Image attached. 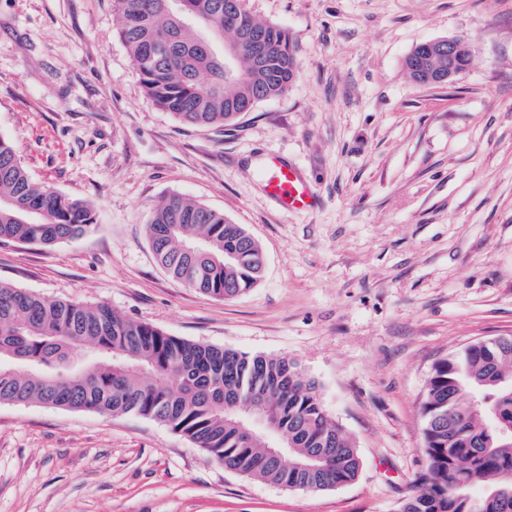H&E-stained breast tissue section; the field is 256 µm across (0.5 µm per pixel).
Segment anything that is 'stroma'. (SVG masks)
<instances>
[{"label": "stroma", "instance_id": "1", "mask_svg": "<svg viewBox=\"0 0 512 512\" xmlns=\"http://www.w3.org/2000/svg\"><path fill=\"white\" fill-rule=\"evenodd\" d=\"M285 28L288 94L233 127L183 125L143 91L113 0H0V137L95 222L45 248L0 242V282L104 304L172 336L296 360L359 451L306 492L224 469L134 415L0 403V512H397L424 467L433 363L512 336V0H245ZM461 37L454 83L421 87L419 42ZM312 182V213L263 191L267 153ZM179 193L246 225L267 268L217 300L171 278L145 225Z\"/></svg>", "mask_w": 512, "mask_h": 512}]
</instances>
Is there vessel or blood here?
<instances>
[{"label": "vessel or blood", "mask_w": 512, "mask_h": 512, "mask_svg": "<svg viewBox=\"0 0 512 512\" xmlns=\"http://www.w3.org/2000/svg\"><path fill=\"white\" fill-rule=\"evenodd\" d=\"M263 189L280 209L308 212L317 205L311 184L296 167L275 154L268 155L262 167Z\"/></svg>", "instance_id": "vessel-or-blood-1"}]
</instances>
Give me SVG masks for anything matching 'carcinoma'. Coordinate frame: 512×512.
Instances as JSON below:
<instances>
[{
  "label": "carcinoma",
  "instance_id": "1",
  "mask_svg": "<svg viewBox=\"0 0 512 512\" xmlns=\"http://www.w3.org/2000/svg\"><path fill=\"white\" fill-rule=\"evenodd\" d=\"M120 38L146 94L194 127L228 126L244 107L288 91L298 71L283 27L244 0H114ZM241 46L239 75L224 74V44ZM420 85L448 57L403 63ZM95 223L84 200L30 177L0 137V240L51 247ZM146 234L172 278L215 299L264 276L260 243L242 224L179 194L151 211ZM137 414L178 432L212 459L261 482L322 491L356 480L362 460L329 418L316 381L286 357L252 355L171 336L104 304L45 298L0 282V403ZM254 411L271 429L247 436ZM425 472L399 512H512V336L474 342L438 360L421 405ZM288 434L281 461L268 448ZM323 463L310 466L308 457ZM484 484L481 495L474 486Z\"/></svg>",
  "mask_w": 512,
  "mask_h": 512
}]
</instances>
